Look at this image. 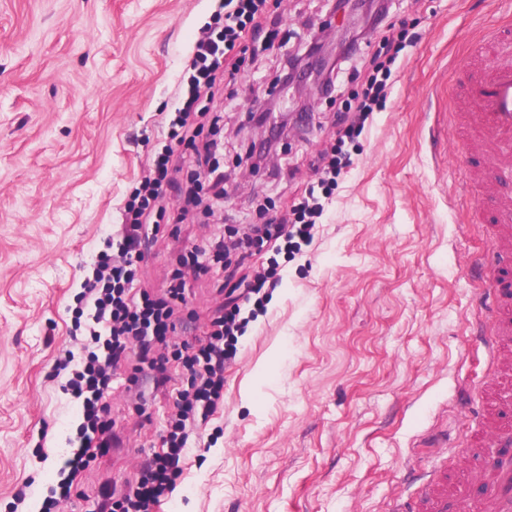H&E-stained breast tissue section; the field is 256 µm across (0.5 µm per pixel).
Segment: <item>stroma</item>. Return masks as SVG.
<instances>
[{"label": "stroma", "instance_id": "obj_1", "mask_svg": "<svg viewBox=\"0 0 512 512\" xmlns=\"http://www.w3.org/2000/svg\"><path fill=\"white\" fill-rule=\"evenodd\" d=\"M388 20L409 39L386 98L346 149L332 201L310 244L279 255L281 280L238 342L224 401L193 429L177 486L159 512H386L410 493L407 465L455 469L457 444L491 369L467 321L484 282L493 227L459 194L473 158L448 127L466 47L512 25V0H390ZM218 0H0V512H40L62 482L64 512H97L102 491L135 481L162 452L171 414L163 392L136 406L125 363L107 397L121 443L76 474L82 403L56 373L79 351L70 307L85 271L117 239L127 196L153 169L180 102L183 75ZM330 0H270L279 26L248 31L219 131L224 196L214 213L183 214L169 191L158 241L137 289L161 292L181 248L205 246L214 225L263 224L316 182L312 162L336 142L333 122L360 88L353 74L379 47L360 38L332 95L309 120L288 122L269 157L250 156L277 112L301 103L279 76L303 33L338 26ZM211 276L192 285L181 317L194 341L217 306ZM438 432L449 447H424ZM26 487L22 504L14 493Z\"/></svg>", "mask_w": 512, "mask_h": 512}]
</instances>
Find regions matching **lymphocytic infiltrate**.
I'll list each match as a JSON object with an SVG mask.
<instances>
[{
  "instance_id": "lymphocytic-infiltrate-1",
  "label": "lymphocytic infiltrate",
  "mask_w": 512,
  "mask_h": 512,
  "mask_svg": "<svg viewBox=\"0 0 512 512\" xmlns=\"http://www.w3.org/2000/svg\"><path fill=\"white\" fill-rule=\"evenodd\" d=\"M266 2L223 0V27L203 32L197 39L190 91L175 112L167 143L154 160V174L140 183L123 206V243L118 251L98 253L91 277L83 280L74 297V317L84 320L88 334L80 353L66 352L57 368L71 370L64 389L82 401L83 420L78 427L81 448L94 447L104 452L120 442L112 422L104 417L106 409L102 401L111 391L115 370L130 348H137L138 361L148 366V380L154 390H166L170 362H178L186 372L174 398L176 412L168 424L164 451L142 465L135 482L119 490L105 489L99 512H156L162 497L175 489L188 455L190 428L207 424L224 399V372L235 360L238 338L248 324L247 318L241 315V306L250 302L254 307H262V291L275 288L279 281L276 266L252 267L247 263L248 258L254 249L271 241H282L292 248L297 241L312 240L337 179L350 162L343 146L346 140L362 134L374 105L386 96L391 65L408 39L404 30L384 35L387 59L365 67L362 95L341 115L342 127L335 146L321 154L323 164L318 169L316 191L308 192L292 207L294 222L248 225L231 230L227 239L215 242L214 264L235 256L245 288L238 297L225 303L223 316L212 321V329L204 339L178 345L171 341L177 331L176 312L186 302L190 276L196 275L201 267L200 252L194 249L180 257L163 295L135 292L143 248L158 232L157 225L150 222L151 213L164 195L169 171L181 170L186 165L208 170L213 194L221 196L224 176L212 163L213 143H204L190 159L177 154L174 144L180 141L181 128L188 126L197 109L201 89H213L217 79L237 71L234 58L246 31L264 19Z\"/></svg>"
}]
</instances>
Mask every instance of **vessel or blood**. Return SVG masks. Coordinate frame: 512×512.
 <instances>
[{"label":"vessel or blood","mask_w":512,"mask_h":512,"mask_svg":"<svg viewBox=\"0 0 512 512\" xmlns=\"http://www.w3.org/2000/svg\"><path fill=\"white\" fill-rule=\"evenodd\" d=\"M472 54L480 65L470 79L452 123L472 133L471 148L479 159L478 177L491 180L502 164L512 160V33L496 44L475 41ZM490 249L502 262H512V197L496 211V234ZM492 288L485 307L493 315L494 335L488 343L491 370L512 383V276L490 274ZM512 399L493 395L483 407V422L500 452L468 463L456 480L431 470L417 475V487L396 498L388 512H512Z\"/></svg>","instance_id":"obj_1"}]
</instances>
